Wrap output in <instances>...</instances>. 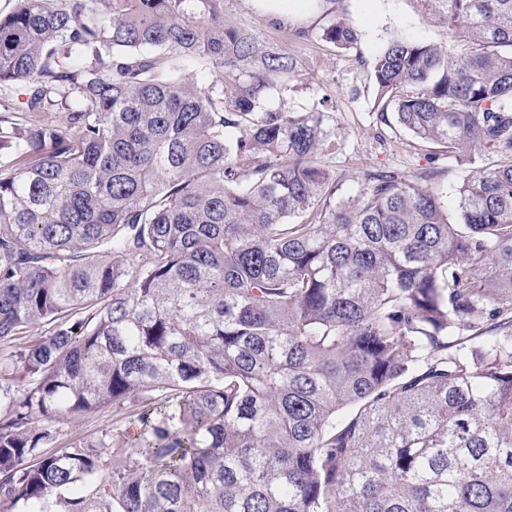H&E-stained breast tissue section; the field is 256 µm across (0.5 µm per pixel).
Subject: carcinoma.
<instances>
[{"instance_id": "cac0c4a2", "label": "carcinoma", "mask_w": 512, "mask_h": 512, "mask_svg": "<svg viewBox=\"0 0 512 512\" xmlns=\"http://www.w3.org/2000/svg\"><path fill=\"white\" fill-rule=\"evenodd\" d=\"M422 2L454 51L392 37L374 111L498 156L454 218L388 172L336 197L327 101L265 104L296 64L224 0L0 15V345L49 325L0 359V512H512V0ZM112 421V409L64 418L56 423L58 437L54 443L46 448V452L52 454L72 440L91 436L103 428L112 427Z\"/></svg>"}]
</instances>
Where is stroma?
Returning <instances> with one entry per match:
<instances>
[{
  "label": "stroma",
  "mask_w": 512,
  "mask_h": 512,
  "mask_svg": "<svg viewBox=\"0 0 512 512\" xmlns=\"http://www.w3.org/2000/svg\"><path fill=\"white\" fill-rule=\"evenodd\" d=\"M338 17L351 19L362 31L357 45L347 51L321 37ZM224 19L249 28L260 42L275 45L296 60V81L283 95L271 96L270 105L310 112L321 99H328L336 140L321 160L334 171L339 196L353 194L366 172L390 171L432 189L452 210L463 176L487 164V157L479 155L470 167L458 166L411 134L382 123L372 110L370 62L392 36L403 34L441 45L451 41L447 27L425 10L421 0H288V10L282 14L269 11L266 0H224ZM112 421L108 409L64 418L48 450L56 452L72 440L111 426Z\"/></svg>",
  "instance_id": "1"
}]
</instances>
